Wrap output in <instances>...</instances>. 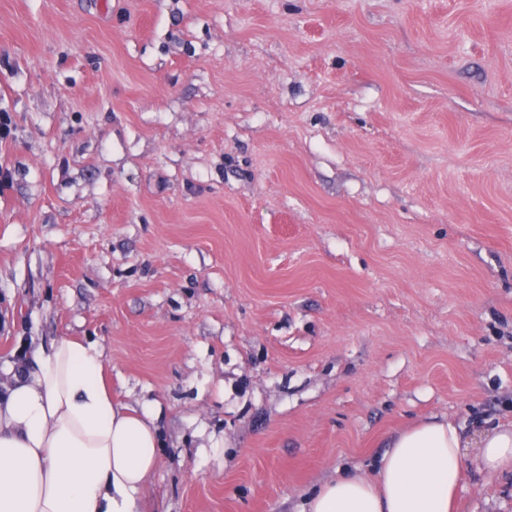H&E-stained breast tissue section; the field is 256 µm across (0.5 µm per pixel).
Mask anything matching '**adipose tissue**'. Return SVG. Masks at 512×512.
Here are the masks:
<instances>
[{
    "mask_svg": "<svg viewBox=\"0 0 512 512\" xmlns=\"http://www.w3.org/2000/svg\"><path fill=\"white\" fill-rule=\"evenodd\" d=\"M104 369L98 342L68 336L0 365V512H139L159 413L113 399ZM474 469L512 471V423L469 437L433 416L393 436L370 474L347 469L321 484L301 512H454Z\"/></svg>",
    "mask_w": 512,
    "mask_h": 512,
    "instance_id": "adipose-tissue-1",
    "label": "adipose tissue"
}]
</instances>
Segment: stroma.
<instances>
[{"label":"stroma","mask_w":512,"mask_h":512,"mask_svg":"<svg viewBox=\"0 0 512 512\" xmlns=\"http://www.w3.org/2000/svg\"><path fill=\"white\" fill-rule=\"evenodd\" d=\"M1 112L0 361L89 337L158 403L142 512L512 421V0H0Z\"/></svg>","instance_id":"stroma-1"}]
</instances>
